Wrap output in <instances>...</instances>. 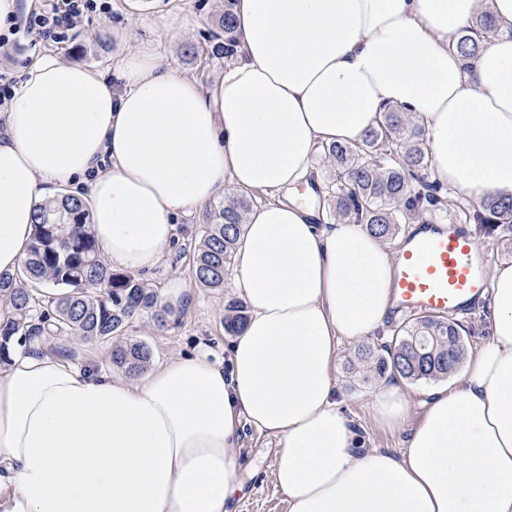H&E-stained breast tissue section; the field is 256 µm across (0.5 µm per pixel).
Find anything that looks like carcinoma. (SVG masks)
Returning a JSON list of instances; mask_svg holds the SVG:
<instances>
[{
    "instance_id": "obj_1",
    "label": "carcinoma",
    "mask_w": 512,
    "mask_h": 512,
    "mask_svg": "<svg viewBox=\"0 0 512 512\" xmlns=\"http://www.w3.org/2000/svg\"><path fill=\"white\" fill-rule=\"evenodd\" d=\"M512 37L484 13L459 37L456 50L476 55L493 37ZM211 53L226 58L238 53L237 22L232 4L216 21ZM330 167V202L336 221L352 218L383 240L399 226L446 218L474 224L478 232L512 242V196H490L478 206L456 201L447 207L442 186L429 180L424 128L409 112L389 107L377 126L358 143L321 146ZM253 204L244 193H230L210 206L193 254L195 281L208 288L224 287L234 262L235 245ZM85 199L60 193L38 207L26 257L13 271L0 272V362L10 350L36 341L43 348L70 336L81 341L109 342L122 335L135 317L146 316L160 330L171 311L155 289L133 275L113 271L89 230ZM224 330L234 335L247 315L244 304L225 305ZM464 327L441 316L418 313L396 330L391 343L366 340L350 360L351 373L363 383L395 372L406 380L448 377L465 353ZM151 348L141 341H116L112 365L138 375L152 363Z\"/></svg>"
}]
</instances>
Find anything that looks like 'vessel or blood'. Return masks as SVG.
<instances>
[{
	"mask_svg": "<svg viewBox=\"0 0 512 512\" xmlns=\"http://www.w3.org/2000/svg\"><path fill=\"white\" fill-rule=\"evenodd\" d=\"M472 233L419 225L405 239L393 272L396 306L431 315L464 313L475 308L487 290Z\"/></svg>",
	"mask_w": 512,
	"mask_h": 512,
	"instance_id": "1",
	"label": "vessel or blood"
}]
</instances>
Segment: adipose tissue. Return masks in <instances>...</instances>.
<instances>
[{"label": "adipose tissue", "mask_w": 512, "mask_h": 512, "mask_svg": "<svg viewBox=\"0 0 512 512\" xmlns=\"http://www.w3.org/2000/svg\"><path fill=\"white\" fill-rule=\"evenodd\" d=\"M239 60L206 89L152 49L121 54L124 89L46 53L0 113V271L25 256L38 206L86 188L115 268L149 271L180 217L224 194L280 192L237 239L247 309L207 347L131 381L39 350L0 364V512H232L241 423L274 439L289 512H512V264L492 276V339L435 382L402 447L368 448L336 406L341 340L383 328L393 259L364 225L321 224L299 194L317 144L355 143L383 107L425 128L430 177L472 202L512 194V39L458 54L512 0H233ZM368 410L397 430L401 381ZM512 37V29L502 31L492 21L490 15L484 13L475 19L472 26L466 28L459 37L456 50L464 56L476 55L483 46V43L493 37Z\"/></svg>", "instance_id": "1"}]
</instances>
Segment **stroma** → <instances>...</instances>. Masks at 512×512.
<instances>
[{"instance_id": "1", "label": "stroma", "mask_w": 512, "mask_h": 512, "mask_svg": "<svg viewBox=\"0 0 512 512\" xmlns=\"http://www.w3.org/2000/svg\"><path fill=\"white\" fill-rule=\"evenodd\" d=\"M110 3L111 16H92L84 29L71 33L65 45L34 44L29 37L19 36L16 46L0 50V73L18 77L17 63L41 52H51L63 61L103 71L114 55L144 47L160 53L166 63L205 88L215 83L230 66V59L207 52L215 16L224 8L222 0H110ZM190 44L199 49V56L186 55ZM202 222L203 214L199 211L180 219L159 265L144 276L145 281L160 292L175 280L182 281L189 290L186 303L175 311L167 332L154 330L146 317L127 328L125 340L148 344L154 361H163L201 344L210 346L220 355L229 340L224 330V306L235 296L232 284L219 289L204 288L193 278L191 244L198 238ZM336 379L337 407L355 417L369 445L400 447L422 412L427 383L404 381L408 412L402 426L388 432L378 428L366 410L374 384L350 378L343 366L339 367ZM274 448L272 439L258 435L249 425H241L236 454L246 487L244 496L233 505L234 512H288V503L271 476Z\"/></svg>"}]
</instances>
